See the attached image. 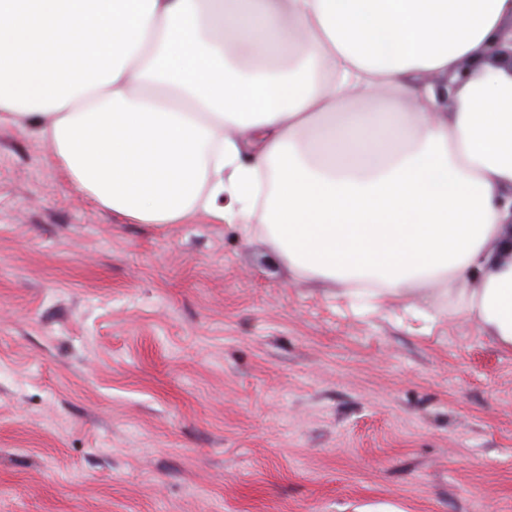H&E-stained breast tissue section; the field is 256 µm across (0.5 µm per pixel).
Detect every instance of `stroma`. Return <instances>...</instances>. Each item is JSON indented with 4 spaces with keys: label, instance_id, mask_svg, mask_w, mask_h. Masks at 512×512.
<instances>
[{
    "label": "stroma",
    "instance_id": "stroma-1",
    "mask_svg": "<svg viewBox=\"0 0 512 512\" xmlns=\"http://www.w3.org/2000/svg\"><path fill=\"white\" fill-rule=\"evenodd\" d=\"M424 287L134 224L0 126V512H512V349Z\"/></svg>",
    "mask_w": 512,
    "mask_h": 512
}]
</instances>
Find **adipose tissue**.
Returning <instances> with one entry per match:
<instances>
[{
	"instance_id": "adipose-tissue-1",
	"label": "adipose tissue",
	"mask_w": 512,
	"mask_h": 512,
	"mask_svg": "<svg viewBox=\"0 0 512 512\" xmlns=\"http://www.w3.org/2000/svg\"><path fill=\"white\" fill-rule=\"evenodd\" d=\"M511 24L512 0H0V124L130 221L203 213L300 278L427 285L512 348V67L482 54ZM50 38L103 54L61 82L21 51Z\"/></svg>"
}]
</instances>
